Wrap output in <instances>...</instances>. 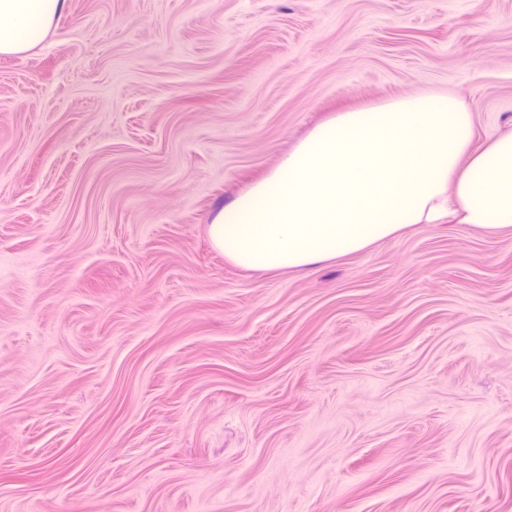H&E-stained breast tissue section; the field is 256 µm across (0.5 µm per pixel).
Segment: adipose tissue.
I'll use <instances>...</instances> for the list:
<instances>
[{"mask_svg":"<svg viewBox=\"0 0 512 512\" xmlns=\"http://www.w3.org/2000/svg\"><path fill=\"white\" fill-rule=\"evenodd\" d=\"M66 0H0V55L41 43ZM474 116L447 94L340 112L224 205L209 226L236 266L303 270L361 251L456 201L461 223L512 232V130L473 148Z\"/></svg>","mask_w":512,"mask_h":512,"instance_id":"1","label":"adipose tissue"}]
</instances>
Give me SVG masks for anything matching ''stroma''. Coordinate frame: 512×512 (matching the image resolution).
Wrapping results in <instances>:
<instances>
[{"instance_id":"1","label":"stroma","mask_w":512,"mask_h":512,"mask_svg":"<svg viewBox=\"0 0 512 512\" xmlns=\"http://www.w3.org/2000/svg\"><path fill=\"white\" fill-rule=\"evenodd\" d=\"M512 130V0H66L0 56V512H512V234L214 248L338 112Z\"/></svg>"}]
</instances>
